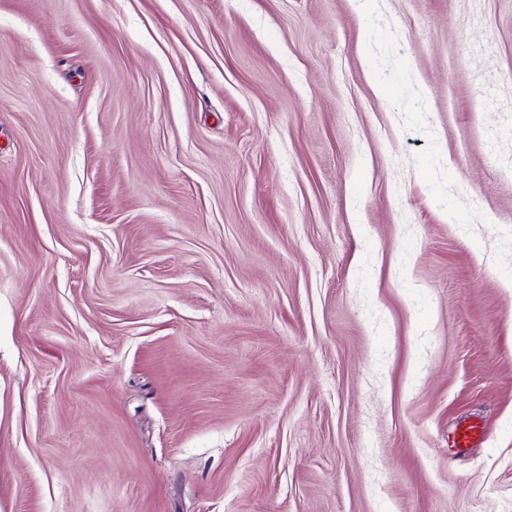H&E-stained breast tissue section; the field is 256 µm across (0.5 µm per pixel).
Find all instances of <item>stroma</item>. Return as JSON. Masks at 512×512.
Listing matches in <instances>:
<instances>
[{
  "label": "stroma",
  "mask_w": 512,
  "mask_h": 512,
  "mask_svg": "<svg viewBox=\"0 0 512 512\" xmlns=\"http://www.w3.org/2000/svg\"><path fill=\"white\" fill-rule=\"evenodd\" d=\"M361 2L0 0V512H512V0Z\"/></svg>",
  "instance_id": "35a3bbf8"
}]
</instances>
